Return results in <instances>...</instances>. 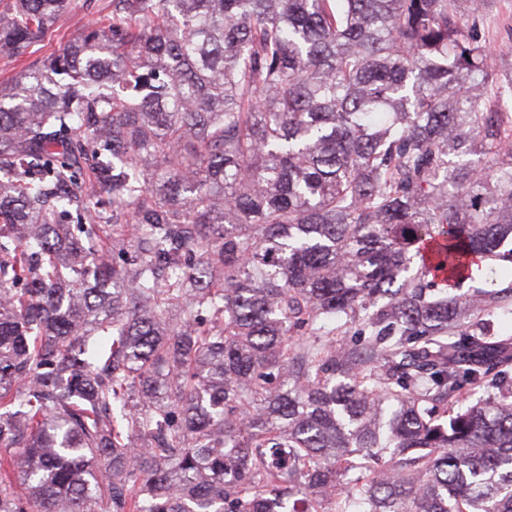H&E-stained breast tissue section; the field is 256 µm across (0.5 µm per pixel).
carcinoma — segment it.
Returning a JSON list of instances; mask_svg holds the SVG:
<instances>
[{"mask_svg": "<svg viewBox=\"0 0 512 512\" xmlns=\"http://www.w3.org/2000/svg\"><path fill=\"white\" fill-rule=\"evenodd\" d=\"M457 2L110 0L0 85V512H512V287L460 292L512 79Z\"/></svg>", "mask_w": 512, "mask_h": 512, "instance_id": "cac0c4a2", "label": "carcinoma"}]
</instances>
